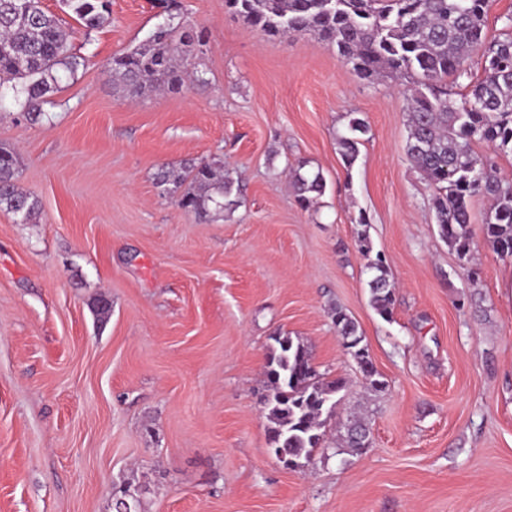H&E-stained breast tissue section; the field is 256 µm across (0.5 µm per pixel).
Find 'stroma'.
Wrapping results in <instances>:
<instances>
[{
    "label": "stroma",
    "instance_id": "stroma-1",
    "mask_svg": "<svg viewBox=\"0 0 512 512\" xmlns=\"http://www.w3.org/2000/svg\"><path fill=\"white\" fill-rule=\"evenodd\" d=\"M202 41L199 82L130 97L107 71L165 19L111 0L61 73L45 117L0 111V144L39 201L0 211V512H512V256L483 234L461 262L437 232L433 190L406 155L409 83L359 79L311 35L273 39L224 0H177ZM369 125L353 165L338 138ZM221 161L243 204L209 220L157 177ZM326 190L302 207L288 169ZM395 284L371 307L358 217ZM112 311L98 322L91 304ZM357 323L384 390H369L331 317ZM303 342L346 378L328 447L289 468L270 452L262 400L272 338ZM365 419L354 454L344 427Z\"/></svg>",
    "mask_w": 512,
    "mask_h": 512
}]
</instances>
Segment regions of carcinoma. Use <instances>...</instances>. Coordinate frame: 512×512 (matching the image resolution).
<instances>
[{
  "mask_svg": "<svg viewBox=\"0 0 512 512\" xmlns=\"http://www.w3.org/2000/svg\"><path fill=\"white\" fill-rule=\"evenodd\" d=\"M168 13L148 41L112 59L108 72L129 95L176 91L191 76L188 56L194 38L169 13L174 0H159ZM86 30L101 27L110 0H61ZM232 14L266 35L288 39L313 34L336 48V55L361 78L411 80L406 112V155L435 188V224L441 239L459 258L470 256L471 202L490 201L483 233L494 250L512 255V185L502 181L497 162L475 151L487 143L512 155V13L497 17L502 32L486 41L491 0H232ZM70 32L45 9L42 0H0V101L12 95L30 120L58 90L57 73L74 72L81 57L71 53ZM482 52V74L472 72V55ZM464 83L461 99L448 98V81ZM368 126L360 118L348 123L340 138L347 165L358 157L360 136ZM162 185L188 189L179 205L200 219L232 213L241 204L240 189L217 162L190 165L181 173L163 170ZM290 181L299 201L309 206L326 190L321 173L298 165ZM0 210L29 223L38 201L18 186V161L0 146ZM370 304L382 317L392 314L393 284L381 257L368 260ZM344 349L357 362L369 387L381 391L367 345L355 321L342 308L332 310ZM268 361L269 396L264 402L268 436L295 466L310 461L320 447L323 429L333 417V397L345 388L341 378L326 380L317 372L307 347L290 336H276ZM367 427L359 419L344 434L345 447L361 450Z\"/></svg>",
  "mask_w": 512,
  "mask_h": 512,
  "instance_id": "obj_1",
  "label": "carcinoma"
}]
</instances>
